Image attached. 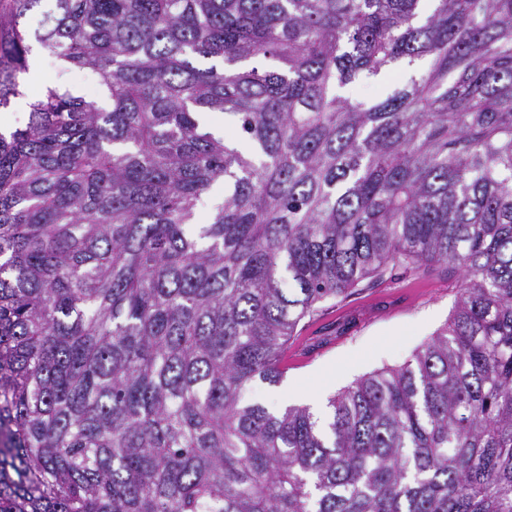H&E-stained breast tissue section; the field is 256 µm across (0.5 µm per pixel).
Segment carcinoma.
Here are the masks:
<instances>
[{"instance_id": "cac0c4a2", "label": "carcinoma", "mask_w": 512, "mask_h": 512, "mask_svg": "<svg viewBox=\"0 0 512 512\" xmlns=\"http://www.w3.org/2000/svg\"><path fill=\"white\" fill-rule=\"evenodd\" d=\"M42 2L0 0V512H512V0ZM450 264L327 418L244 399L318 303ZM35 68L40 72L38 82H47L59 86L75 84L81 95L85 97L97 98L102 94L95 73L90 70L77 69L63 71L59 68L57 60L44 51L33 55L31 70ZM38 71L33 72L35 78L39 77Z\"/></svg>"}]
</instances>
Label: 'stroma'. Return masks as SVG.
Segmentation results:
<instances>
[{
    "instance_id": "obj_1",
    "label": "stroma",
    "mask_w": 512,
    "mask_h": 512,
    "mask_svg": "<svg viewBox=\"0 0 512 512\" xmlns=\"http://www.w3.org/2000/svg\"><path fill=\"white\" fill-rule=\"evenodd\" d=\"M32 66L41 82L76 85L85 97L102 93L95 73L61 70L48 53L33 55ZM456 280L452 270L416 276L396 268L377 281H362L344 297L319 303L288 343L281 382L255 385L246 398L277 410L296 403V390L317 389L328 397L374 369L403 365L446 323Z\"/></svg>"
}]
</instances>
